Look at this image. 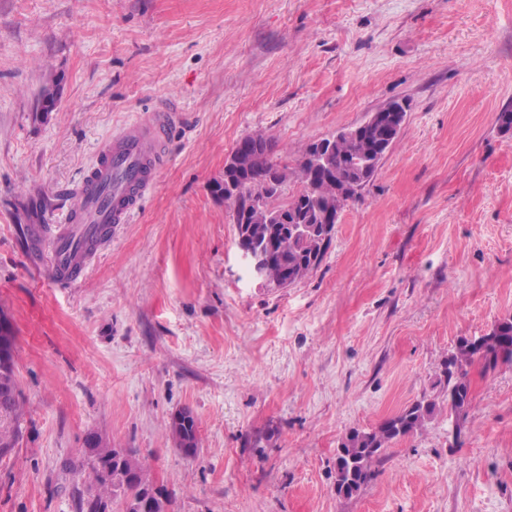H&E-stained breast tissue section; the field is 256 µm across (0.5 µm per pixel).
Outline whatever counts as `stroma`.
Here are the masks:
<instances>
[{
    "label": "stroma",
    "instance_id": "stroma-1",
    "mask_svg": "<svg viewBox=\"0 0 512 512\" xmlns=\"http://www.w3.org/2000/svg\"><path fill=\"white\" fill-rule=\"evenodd\" d=\"M162 101L182 117L153 189L55 279L43 258L95 152ZM392 102L405 125L320 266L260 286L212 192L236 142L265 133L293 168ZM508 106L512 0H0V318L22 409L0 512H77L91 434L133 449L170 512H512V365L480 361L459 438L440 415L334 492L347 431L438 393L458 341L512 316ZM185 407L193 460L166 433ZM185 412L188 416V426L184 428V436L189 439L190 444L192 445V448H194V452L192 454H186L183 453V447L181 446V440L179 436L176 435L173 424H172V418L171 421L168 424L167 430L169 437L172 439L173 443L177 448H179L182 453L189 458L195 459L198 456L199 448H200V439H199V433H198V425L195 418V415L192 410L189 408H184L180 411V413Z\"/></svg>",
    "mask_w": 512,
    "mask_h": 512
}]
</instances>
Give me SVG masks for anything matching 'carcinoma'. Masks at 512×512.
I'll list each match as a JSON object with an SVG mask.
<instances>
[{
	"label": "carcinoma",
	"instance_id": "cac0c4a2",
	"mask_svg": "<svg viewBox=\"0 0 512 512\" xmlns=\"http://www.w3.org/2000/svg\"><path fill=\"white\" fill-rule=\"evenodd\" d=\"M245 140L258 141L267 145L269 152L260 154L255 165L269 168L277 165L272 159V139L262 133L249 134ZM368 150L364 141L343 143L336 146L332 157V165L345 175L354 159ZM301 184V191L289 198H282V193L271 191L262 195L263 206L270 213L285 212L288 219L300 213L301 203L313 191L308 183V172L302 163H297L294 172ZM287 172V175L294 174ZM266 225H251V235L246 238L248 246L271 252V261L265 265V277L273 283L280 279L283 271L282 259H288L292 269L293 280L298 282L316 270L323 260L329 244H324L317 253L310 254L302 241L291 235L280 237L273 245L264 244ZM501 334H488L476 340L462 339L455 351L448 356L453 370L442 369L444 376L443 388L448 390V416L460 419L468 408L470 384L467 367L475 360H481L488 367L498 364H512V317L498 322ZM10 356L8 362L0 363V459L11 453L19 439L20 433V391L15 378V337H9ZM188 416V426L184 428V436L189 439L196 458L199 452V433L195 415L192 410L183 409ZM440 413L436 399L422 398L404 410L386 418L377 428L371 431L353 429L347 432L339 442L341 448L355 462L347 497H352L362 486L367 484L375 473V465L380 462L382 451L394 441L422 430L427 422ZM90 473L84 491L80 494L78 512H136L135 502L141 492L155 487L154 481L146 467L136 457L135 451L125 448H114L104 442L94 448L87 449Z\"/></svg>",
	"mask_w": 512,
	"mask_h": 512
}]
</instances>
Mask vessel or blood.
<instances>
[{
    "instance_id": "vessel-or-blood-1",
    "label": "vessel or blood",
    "mask_w": 512,
    "mask_h": 512,
    "mask_svg": "<svg viewBox=\"0 0 512 512\" xmlns=\"http://www.w3.org/2000/svg\"><path fill=\"white\" fill-rule=\"evenodd\" d=\"M178 120L176 108L159 107L148 119L127 124L99 151L65 217V229L50 247L49 268L58 279L79 277L104 236L130 222L166 162L164 139Z\"/></svg>"
}]
</instances>
